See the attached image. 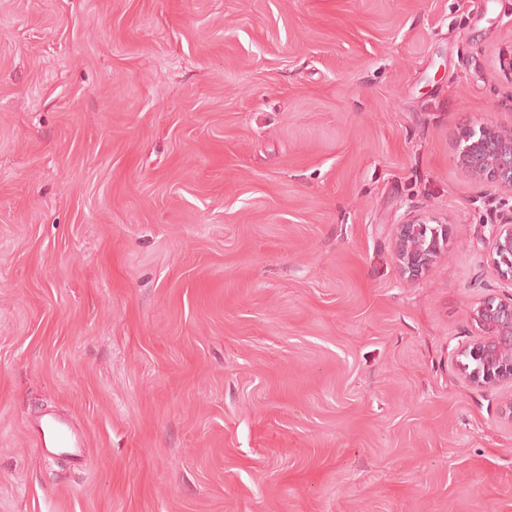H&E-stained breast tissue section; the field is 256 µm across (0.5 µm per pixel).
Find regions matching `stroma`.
I'll list each match as a JSON object with an SVG mask.
<instances>
[{"mask_svg":"<svg viewBox=\"0 0 512 512\" xmlns=\"http://www.w3.org/2000/svg\"><path fill=\"white\" fill-rule=\"evenodd\" d=\"M487 121L512 0H0V512H512ZM464 172L512 193V131L491 123L471 129L459 144ZM429 221L427 217L413 215L397 224L393 252L408 279L422 275L448 247L449 225L431 226ZM475 329L472 340L460 349L467 358L464 373L481 387L512 383V292L489 293L468 311ZM38 438L46 456L65 455L77 463L83 461L80 441L76 440L58 423L46 422L41 428Z\"/></svg>","mask_w":512,"mask_h":512,"instance_id":"35a3bbf8","label":"stroma"}]
</instances>
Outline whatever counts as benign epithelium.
<instances>
[{
  "label": "benign epithelium",
  "instance_id": "obj_1",
  "mask_svg": "<svg viewBox=\"0 0 512 512\" xmlns=\"http://www.w3.org/2000/svg\"><path fill=\"white\" fill-rule=\"evenodd\" d=\"M458 163L464 172L512 193V131L491 123L471 129L459 144ZM492 264L512 285V219L489 225ZM450 228L432 226L413 215L397 225L393 252L401 272L413 280L422 275L447 249ZM475 329L460 349L472 369L468 380L481 387L512 383V293H489L468 311Z\"/></svg>",
  "mask_w": 512,
  "mask_h": 512
}]
</instances>
